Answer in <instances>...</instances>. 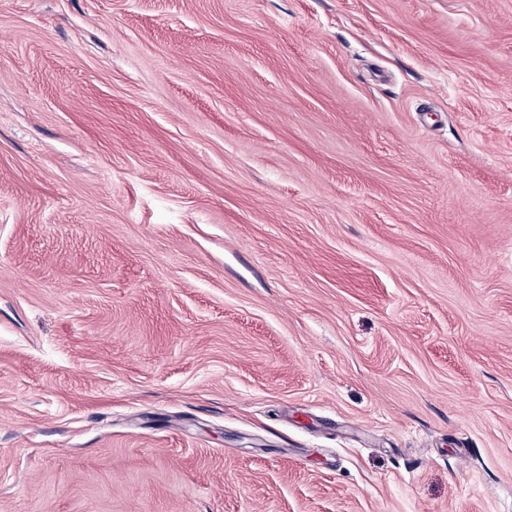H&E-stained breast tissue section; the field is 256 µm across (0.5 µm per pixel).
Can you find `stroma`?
I'll return each instance as SVG.
<instances>
[{
  "mask_svg": "<svg viewBox=\"0 0 512 512\" xmlns=\"http://www.w3.org/2000/svg\"><path fill=\"white\" fill-rule=\"evenodd\" d=\"M0 512H512V0H0Z\"/></svg>",
  "mask_w": 512,
  "mask_h": 512,
  "instance_id": "stroma-1",
  "label": "stroma"
}]
</instances>
